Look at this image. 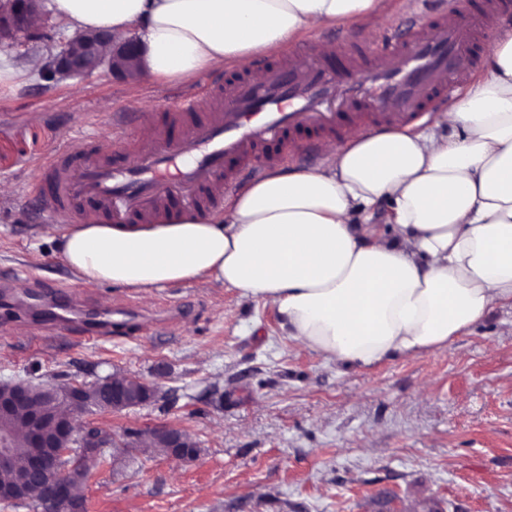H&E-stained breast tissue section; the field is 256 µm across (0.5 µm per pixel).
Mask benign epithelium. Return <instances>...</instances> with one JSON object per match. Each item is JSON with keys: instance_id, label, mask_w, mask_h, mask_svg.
Masks as SVG:
<instances>
[{"instance_id": "7a95c632", "label": "benign epithelium", "mask_w": 512, "mask_h": 512, "mask_svg": "<svg viewBox=\"0 0 512 512\" xmlns=\"http://www.w3.org/2000/svg\"><path fill=\"white\" fill-rule=\"evenodd\" d=\"M39 2L0 0V44L15 39L19 33L25 34L27 40L38 35L31 29V19L39 9ZM103 69L126 81L138 80L142 73V50L138 41L128 38L118 42L108 32L81 31L60 42L57 53L39 64L38 73L47 82L60 83L68 79L90 78ZM109 382L112 384V401L106 409L114 413L164 398L156 385L145 381L141 382L137 392L131 391L130 386L116 376L110 377ZM83 388L81 383L69 384L67 400L71 413L62 417L55 389L39 387L45 394L42 415L21 424L28 440L33 479L43 475L49 478L52 512H71V496L64 482L69 472L83 469L87 458L100 453L103 448L124 447L93 422L79 419L93 410L83 398ZM29 392L25 385L18 387L12 382H1L0 412L26 404ZM149 433L169 440V456L179 460L189 458V449L182 447L183 432L170 426H155ZM15 442V433L0 430V469L10 466Z\"/></svg>"}]
</instances>
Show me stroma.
Masks as SVG:
<instances>
[{"label": "stroma", "mask_w": 512, "mask_h": 512, "mask_svg": "<svg viewBox=\"0 0 512 512\" xmlns=\"http://www.w3.org/2000/svg\"><path fill=\"white\" fill-rule=\"evenodd\" d=\"M220 73L134 82L102 71L58 84L30 78L0 94V277L14 295L67 288L87 310L127 308L134 325L95 343L40 335L43 316L0 306V382L90 384L118 373L156 384L150 403L92 420L123 438L167 425L188 432L186 460L117 448L81 488L86 512H512V305L444 352L350 367L289 337L276 309L199 279L150 294L85 288L46 213L16 202L36 164L94 136L132 162L124 135L99 124L104 104L158 111L159 99L209 100Z\"/></svg>", "instance_id": "1"}]
</instances>
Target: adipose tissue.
Masks as SVG:
<instances>
[{
	"mask_svg": "<svg viewBox=\"0 0 512 512\" xmlns=\"http://www.w3.org/2000/svg\"><path fill=\"white\" fill-rule=\"evenodd\" d=\"M381 0H51L75 31L136 37L157 83L243 66ZM320 147L311 168L264 173L223 211L145 226L87 219L62 234L85 287L147 294L208 277L276 306L304 348L346 366L447 350L512 303V23L443 108ZM391 206L392 231L372 222Z\"/></svg>",
	"mask_w": 512,
	"mask_h": 512,
	"instance_id": "adipose-tissue-1",
	"label": "adipose tissue"
}]
</instances>
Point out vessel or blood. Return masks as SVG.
Listing matches in <instances>:
<instances>
[{"instance_id": "b4317fda", "label": "vessel or blood", "mask_w": 512, "mask_h": 512, "mask_svg": "<svg viewBox=\"0 0 512 512\" xmlns=\"http://www.w3.org/2000/svg\"><path fill=\"white\" fill-rule=\"evenodd\" d=\"M436 3L430 28L410 21L367 39L353 34L337 57L307 47L264 62L252 75L229 76L214 90L213 111L182 96L145 130L141 114H107L114 128L136 129L133 162L107 159L90 137L55 151L37 167L43 210L63 229L86 207L114 224H152L170 212L172 198L181 211L196 212L233 193L253 161L274 167L304 152L314 137L343 141L359 127L398 126L432 111L463 79L462 61H480L505 13L503 0ZM169 126L181 130L172 141ZM54 333L100 339L112 327L96 323L78 332L60 322Z\"/></svg>"}]
</instances>
